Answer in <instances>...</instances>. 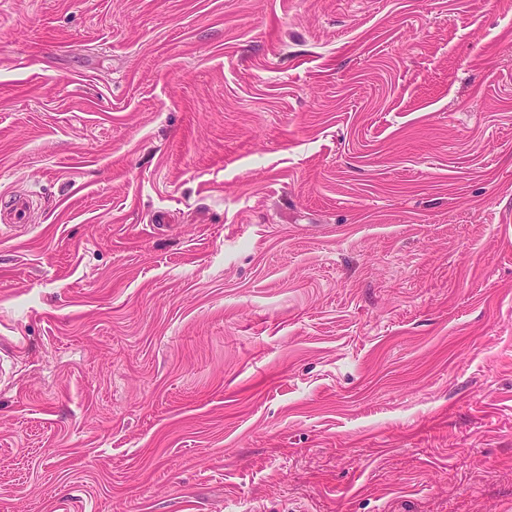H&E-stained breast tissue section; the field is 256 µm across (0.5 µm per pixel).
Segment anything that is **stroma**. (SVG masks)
<instances>
[{
  "mask_svg": "<svg viewBox=\"0 0 512 512\" xmlns=\"http://www.w3.org/2000/svg\"><path fill=\"white\" fill-rule=\"evenodd\" d=\"M0 512H512V0H0Z\"/></svg>",
  "mask_w": 512,
  "mask_h": 512,
  "instance_id": "35a3bbf8",
  "label": "stroma"
}]
</instances>
